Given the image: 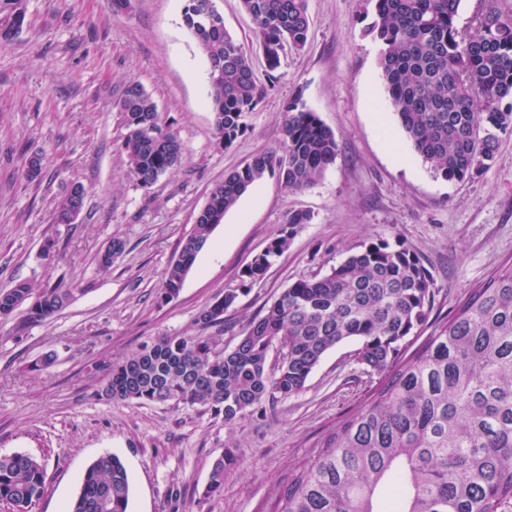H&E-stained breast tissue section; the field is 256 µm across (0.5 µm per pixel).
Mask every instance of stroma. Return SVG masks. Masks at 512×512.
I'll return each instance as SVG.
<instances>
[{"mask_svg": "<svg viewBox=\"0 0 512 512\" xmlns=\"http://www.w3.org/2000/svg\"><path fill=\"white\" fill-rule=\"evenodd\" d=\"M26 0L22 30L0 46V290L21 281L63 283L69 305L24 333L0 319V455L45 465L33 512H69L85 467L104 453L129 474V512H270L284 485L317 457L330 434L370 399L377 381L346 341L329 350L298 395L274 396L225 425L207 408L107 402L97 397L113 361L159 336H194L215 296L239 292L219 341L232 349L249 321L302 277H320L364 246L384 241L421 257L435 297L431 336L473 289L512 262V135L465 182L443 179L416 154L386 104L380 43L366 32L371 0H309L305 47L287 53L276 83L231 146L220 144L210 112L206 60L183 24L187 0ZM224 26L267 75L254 24L240 0H217ZM140 82L160 119L184 146L178 167L137 185L122 149L117 104ZM301 96L330 128L335 162L313 186L256 182L199 253L175 299L159 298L163 274L225 173L280 149L283 112ZM42 171L29 177L26 160ZM86 190L74 223L54 209L73 184ZM312 220L265 278L243 286L251 260L289 212ZM119 238L109 271L98 254ZM53 364L32 365L45 353ZM238 461L224 490L206 495L227 446Z\"/></svg>", "mask_w": 512, "mask_h": 512, "instance_id": "1", "label": "stroma"}]
</instances>
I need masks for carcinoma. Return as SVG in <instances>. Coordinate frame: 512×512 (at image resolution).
Masks as SVG:
<instances>
[{"label": "carcinoma", "mask_w": 512, "mask_h": 512, "mask_svg": "<svg viewBox=\"0 0 512 512\" xmlns=\"http://www.w3.org/2000/svg\"><path fill=\"white\" fill-rule=\"evenodd\" d=\"M196 2L188 0L183 22L208 62L213 126L228 147L269 87L258 84L244 46L199 16ZM372 2L368 33L383 46L381 76L402 130L444 179L472 178L493 159L500 137L512 135V14L492 4L462 31L456 25L461 0ZM241 6L255 26L267 73L281 66L285 49L305 47L308 0H241ZM24 21L25 0H0V44ZM118 112L130 171L146 188L181 162L183 144L163 128L157 104L137 81L126 84ZM283 132L280 150L254 156L211 190L165 270L162 299L179 294L214 229L255 182L271 174L301 191L335 162V134L299 94L285 108ZM79 196L85 190L75 184L56 205V223H68ZM311 220L305 211L289 212L243 281L262 280ZM124 249L113 239L99 266L110 268ZM73 292L20 282L0 290V318L18 317L16 328L23 330L65 308ZM237 298V290L225 291L197 323L224 328V312ZM433 303V278L416 252L370 244L320 278L293 282L230 350H217L218 341L203 333L142 343L112 362L99 396L201 405L230 425L274 394L300 393L327 351L354 341L357 361L382 381L282 489L275 512H512V264L473 290L406 360L403 345L421 332ZM275 346L283 355L271 367ZM236 462L234 447H227L212 466L208 494L224 490V474ZM44 491L42 462L23 453L0 456V504L33 512ZM129 498L127 468L106 453L84 469L71 512H128Z\"/></svg>", "instance_id": "obj_1"}]
</instances>
